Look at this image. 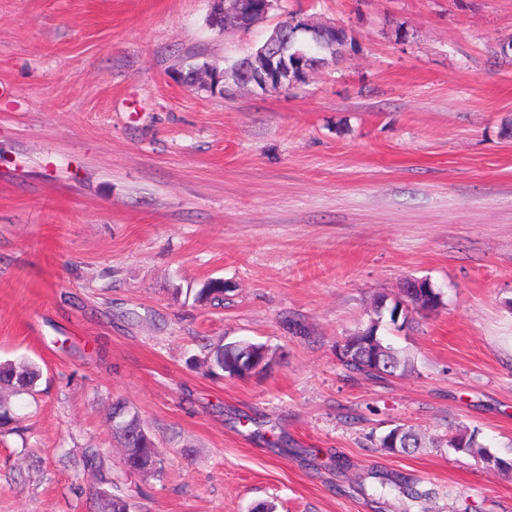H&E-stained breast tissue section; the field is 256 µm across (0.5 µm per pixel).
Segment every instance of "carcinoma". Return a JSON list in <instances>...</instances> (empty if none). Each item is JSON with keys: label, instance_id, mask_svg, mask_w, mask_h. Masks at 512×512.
Wrapping results in <instances>:
<instances>
[{"label": "carcinoma", "instance_id": "cac0c4a2", "mask_svg": "<svg viewBox=\"0 0 512 512\" xmlns=\"http://www.w3.org/2000/svg\"><path fill=\"white\" fill-rule=\"evenodd\" d=\"M279 30L275 41L269 46L268 58L250 59L245 55L222 70V86L229 87L252 85L263 89L264 81L275 78L288 79L290 82L302 83L309 71L318 66L334 64L345 52L354 50L357 42L349 29L341 24L336 26L317 25L304 17L295 14L278 23ZM374 316L368 322L348 335L357 345L352 358L343 363L349 372L365 377L383 378L396 376L414 370L411 359L401 355L393 344L387 342L379 334L384 318H389L390 324L403 328L412 320V313L423 308L433 310L443 303L442 294L433 288L426 278L420 279L419 287L413 289L410 297L403 299L379 298ZM383 355V363L373 364L363 354L370 347V342ZM244 352L236 348L231 352L224 351V345L211 348L205 355L209 370L214 375L227 374L232 377L238 373L234 358ZM41 376V368L28 358L6 359L0 361V427L3 428L13 421L12 406L9 397L22 393H32ZM113 414L120 415L114 425V433L120 438L121 464L128 471H134L139 462L153 458L163 463V453L159 450L153 437L141 442L132 437L135 432L147 431V427L139 414L130 410L125 403L118 402ZM398 437L400 448L391 447V439ZM380 447L389 453L411 455L422 447L418 433L404 425L390 429L381 439ZM448 449L476 457L489 465L501 470L512 471V457L492 453L483 446L474 432L458 433V439L448 441ZM84 467L95 476L97 487L96 497H105L111 506L110 512H126L133 506L132 499L120 487L112 476V469L104 466L99 453L89 452L85 455Z\"/></svg>", "mask_w": 512, "mask_h": 512}]
</instances>
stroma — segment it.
<instances>
[{"label": "stroma", "instance_id": "35a3bbf8", "mask_svg": "<svg viewBox=\"0 0 512 512\" xmlns=\"http://www.w3.org/2000/svg\"><path fill=\"white\" fill-rule=\"evenodd\" d=\"M358 48L282 92L177 81L288 13ZM208 0H0V359L37 391L0 429V512H96L81 452L117 467L122 401L166 451L135 512H512V0H280L245 31ZM443 305L381 333L415 369L336 345L409 278ZM211 279L219 300L196 301ZM249 339L265 373L214 376ZM414 455L379 446L392 427ZM429 491L417 505L399 478ZM245 348L233 349L232 353H224V344H218L217 346L210 348L205 355V361L209 366V370L213 375H224L227 374L233 377L234 374H238L239 371L236 367L234 358L244 352ZM398 435V445L402 444L401 448H390L391 447V439ZM380 447L389 453H399L411 455L418 451L419 448L422 447L421 438L418 433L412 429L411 427H406L404 425L395 426L390 429L381 439H380ZM458 440L448 441V448L455 453L476 457L501 470L512 471V457L492 453L489 448L483 446L473 432H458Z\"/></svg>", "mask_w": 512, "mask_h": 512}]
</instances>
